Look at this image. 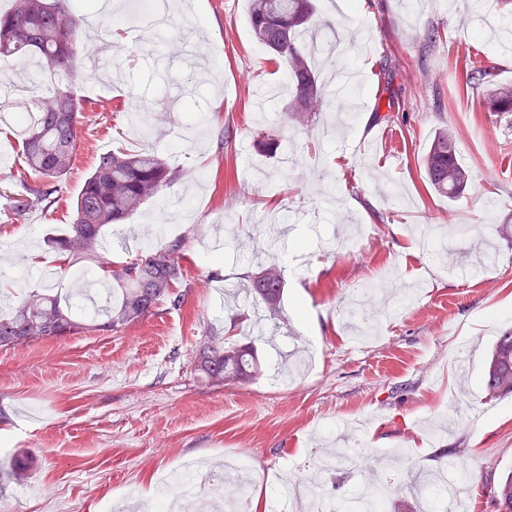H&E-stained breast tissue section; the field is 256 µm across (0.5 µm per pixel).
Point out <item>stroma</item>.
I'll return each mask as SVG.
<instances>
[{
    "label": "stroma",
    "instance_id": "35a3bbf8",
    "mask_svg": "<svg viewBox=\"0 0 512 512\" xmlns=\"http://www.w3.org/2000/svg\"><path fill=\"white\" fill-rule=\"evenodd\" d=\"M342 3L332 15L316 0L322 38L349 45L317 64L348 86L303 131L283 126L284 68L255 39L248 0H180L164 28L142 30L95 74L87 58L109 26L96 17L78 42L74 163L52 205L18 220L19 129L0 112V154L13 162L0 168V313L45 287L57 258L47 240L73 222L108 152L150 148L177 177L104 229L106 259L184 242L180 308L0 349V512H112L117 501L150 512L161 474L230 457L247 462L249 512H301L286 487L319 476L343 504L386 458L401 479L386 512H418L412 477L452 460L468 512H496L483 487L512 471V397L487 396L483 357L512 326V125L461 74L484 61L512 82L498 47L512 13L490 20L473 0ZM441 127L472 175L452 202L421 169ZM272 261L286 281L274 319L240 292ZM227 329L265 365L243 388L194 373L205 336Z\"/></svg>",
    "mask_w": 512,
    "mask_h": 512
}]
</instances>
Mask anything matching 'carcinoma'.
Returning <instances> with one entry per match:
<instances>
[{
    "instance_id": "cac0c4a2",
    "label": "carcinoma",
    "mask_w": 512,
    "mask_h": 512,
    "mask_svg": "<svg viewBox=\"0 0 512 512\" xmlns=\"http://www.w3.org/2000/svg\"><path fill=\"white\" fill-rule=\"evenodd\" d=\"M313 0H249L248 16L257 42L284 64L289 101L285 124H309L327 95L320 72L312 66L313 42L319 30ZM83 14L68 0H15L0 15V57L23 65L33 59L56 76L53 90L25 105L29 122L23 126L22 158L26 174L40 182L34 196L14 200L16 217L51 203L57 183L72 166L79 137L83 100L72 88ZM465 83L482 89L484 111L512 124V83L496 80L495 68L473 62L464 70ZM425 181L437 193L454 200L472 180L458 159L452 132L439 128L421 159ZM176 178L166 162L150 149L114 151L102 156L85 180L75 203V218L66 233L49 239V246L67 266L99 262L97 245L103 229L120 224L144 203L158 197ZM180 243L149 250L118 266H100V280L112 283L103 321L75 313L70 298L48 289H34L20 298L9 315H0V348L20 342L59 338L89 331H117L152 313L160 303L174 307L181 295L173 286L182 276ZM248 289L269 315L282 311L285 280L280 267L269 263L248 275ZM264 372L254 345H239L220 336L207 338L197 350L195 374L213 386H244ZM484 386L493 396L512 395V328H505L487 356ZM500 512H512V474L487 487Z\"/></svg>"
}]
</instances>
